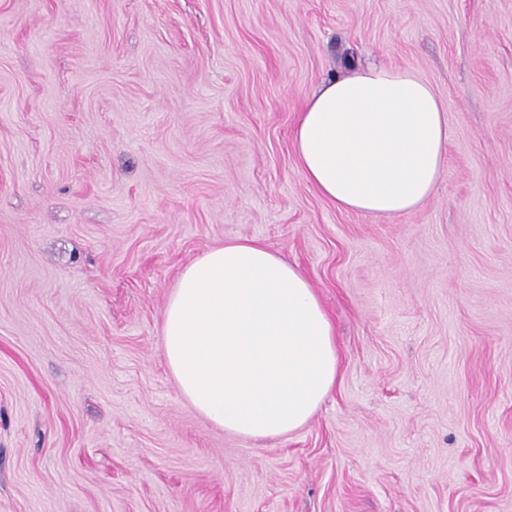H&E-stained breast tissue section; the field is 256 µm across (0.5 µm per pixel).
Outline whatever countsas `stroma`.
Wrapping results in <instances>:
<instances>
[{"mask_svg":"<svg viewBox=\"0 0 512 512\" xmlns=\"http://www.w3.org/2000/svg\"><path fill=\"white\" fill-rule=\"evenodd\" d=\"M412 66L448 115L413 213L303 178L304 98ZM261 241L339 378L288 436L180 396L182 269ZM0 512H512V0H0Z\"/></svg>","mask_w":512,"mask_h":512,"instance_id":"35a3bbf8","label":"stroma"}]
</instances>
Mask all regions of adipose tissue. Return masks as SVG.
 Returning <instances> with one entry per match:
<instances>
[{
  "label": "adipose tissue",
  "instance_id": "1",
  "mask_svg": "<svg viewBox=\"0 0 512 512\" xmlns=\"http://www.w3.org/2000/svg\"><path fill=\"white\" fill-rule=\"evenodd\" d=\"M450 138L415 68L370 65L306 96L293 147L305 180L337 208L394 216L433 194ZM161 336L180 396L247 438L302 427L339 374L335 326L309 279L254 240L212 247L183 269Z\"/></svg>",
  "mask_w": 512,
  "mask_h": 512
}]
</instances>
